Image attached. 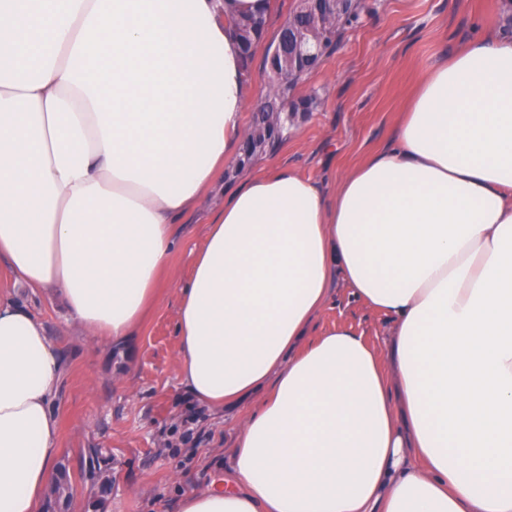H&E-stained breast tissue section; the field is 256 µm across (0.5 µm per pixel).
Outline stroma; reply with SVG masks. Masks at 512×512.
<instances>
[{"label":"stroma","mask_w":512,"mask_h":512,"mask_svg":"<svg viewBox=\"0 0 512 512\" xmlns=\"http://www.w3.org/2000/svg\"><path fill=\"white\" fill-rule=\"evenodd\" d=\"M490 22L512 35L500 0H364L360 21L345 29L339 48L305 78V87L318 92L319 106L297 114L296 129L275 153L261 156L259 167L291 166L324 182L351 169L386 144L423 74ZM238 181L237 170L225 166L194 212L176 225L159 302L121 342L88 335L69 321L52 290L12 289L44 322L64 358L52 407L59 460L69 472L67 512H88L96 491L88 478L92 448L111 484L104 512H179L185 492L206 490L216 472L229 470L236 429L261 397L218 411L199 405L180 382L176 314L178 282L213 211ZM338 323L377 346L391 326L341 284L312 330Z\"/></svg>","instance_id":"1"}]
</instances>
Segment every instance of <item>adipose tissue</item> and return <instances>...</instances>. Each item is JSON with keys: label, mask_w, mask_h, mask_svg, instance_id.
Masks as SVG:
<instances>
[{"label": "adipose tissue", "mask_w": 512, "mask_h": 512, "mask_svg": "<svg viewBox=\"0 0 512 512\" xmlns=\"http://www.w3.org/2000/svg\"><path fill=\"white\" fill-rule=\"evenodd\" d=\"M272 0H0V263L112 341L155 299L175 226L237 159L234 21ZM384 347L317 338L334 278ZM183 386L242 421L231 478L179 512H512V38L430 69L389 143L331 189L246 178L179 285ZM64 374L0 293V512H40Z\"/></svg>", "instance_id": "adipose-tissue-1"}]
</instances>
